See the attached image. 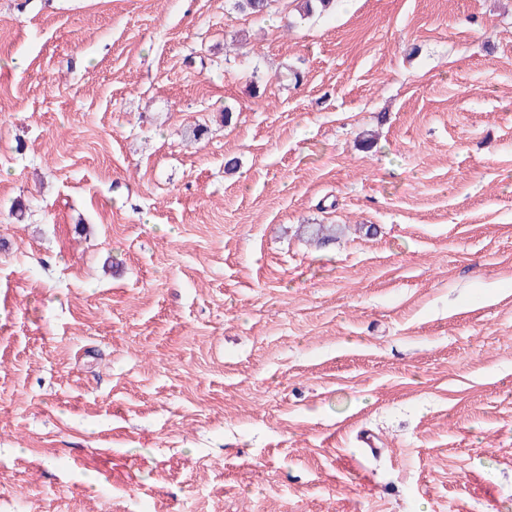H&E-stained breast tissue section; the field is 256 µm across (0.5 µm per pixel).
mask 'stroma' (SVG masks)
Wrapping results in <instances>:
<instances>
[{"label":"stroma","instance_id":"obj_1","mask_svg":"<svg viewBox=\"0 0 512 512\" xmlns=\"http://www.w3.org/2000/svg\"><path fill=\"white\" fill-rule=\"evenodd\" d=\"M0 512H512V0H0Z\"/></svg>","mask_w":512,"mask_h":512}]
</instances>
